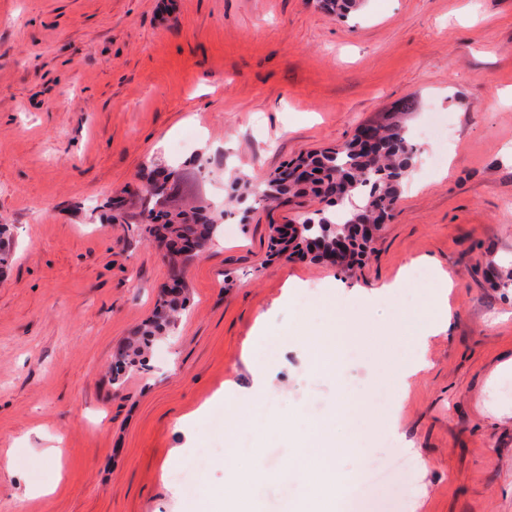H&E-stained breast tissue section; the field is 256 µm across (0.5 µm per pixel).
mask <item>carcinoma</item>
<instances>
[{
    "label": "carcinoma",
    "mask_w": 512,
    "mask_h": 512,
    "mask_svg": "<svg viewBox=\"0 0 512 512\" xmlns=\"http://www.w3.org/2000/svg\"><path fill=\"white\" fill-rule=\"evenodd\" d=\"M328 15L342 20L360 10L364 0H318ZM416 107V101L407 100L398 111L388 112L381 119L369 123L371 136L363 139L354 135L344 146L298 156L290 163L288 178L270 175L264 183L254 185L243 177L229 185L230 199L242 217L252 204L262 201L273 204L283 196L310 193L336 206V198L343 194L354 198L359 205L346 210H317L300 220L301 231L289 233L290 225L274 226L272 245L277 253L310 254L320 260L334 251L336 235L342 233L358 214L368 224H383L391 218L400 189L413 168L417 150L407 133L405 113ZM173 174L148 178L144 196V210L151 223L145 232L154 234L167 248L170 275L180 292L158 300L152 314L142 323L137 336L118 353L112 366V386L124 382L126 372L145 362V354L154 339L174 327L185 302V259L181 257L183 244L199 247L202 255L219 232L225 212H216L208 206L168 208L171 199L169 183Z\"/></svg>",
    "instance_id": "obj_1"
}]
</instances>
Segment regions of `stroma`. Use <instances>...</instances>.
<instances>
[{"label": "stroma", "instance_id": "35a3bbf8", "mask_svg": "<svg viewBox=\"0 0 512 512\" xmlns=\"http://www.w3.org/2000/svg\"><path fill=\"white\" fill-rule=\"evenodd\" d=\"M408 98L418 157L360 265L271 256L270 225L320 204L257 206L191 263L177 325L113 387L168 279L130 188L173 170L175 203L220 211L234 174L261 183ZM121 195L131 223L107 222ZM0 224V512H327L285 427H245L269 386L282 410L333 420L367 512H512V0H366L340 21L317 0H0ZM416 259L453 280V318L405 398L358 410L364 460L390 474L369 495L335 413L395 366L400 305L356 303L331 375L298 336L323 320L286 285L359 296ZM259 461L277 476L233 507L225 489Z\"/></svg>", "mask_w": 512, "mask_h": 512}]
</instances>
